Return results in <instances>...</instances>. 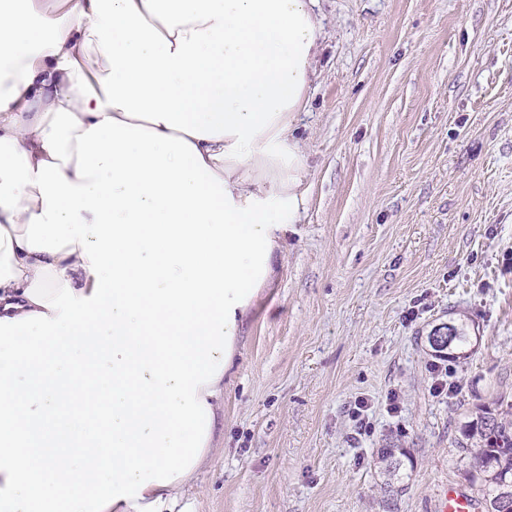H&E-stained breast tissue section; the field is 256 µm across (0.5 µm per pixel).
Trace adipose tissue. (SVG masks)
<instances>
[{"mask_svg":"<svg viewBox=\"0 0 512 512\" xmlns=\"http://www.w3.org/2000/svg\"><path fill=\"white\" fill-rule=\"evenodd\" d=\"M317 0H0V512H180L304 204Z\"/></svg>","mask_w":512,"mask_h":512,"instance_id":"1","label":"adipose tissue"}]
</instances>
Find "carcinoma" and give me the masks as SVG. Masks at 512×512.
Wrapping results in <instances>:
<instances>
[{
	"instance_id": "carcinoma-1",
	"label": "carcinoma",
	"mask_w": 512,
	"mask_h": 512,
	"mask_svg": "<svg viewBox=\"0 0 512 512\" xmlns=\"http://www.w3.org/2000/svg\"><path fill=\"white\" fill-rule=\"evenodd\" d=\"M442 347L436 353H448L456 357V352L465 350L472 337L464 326L450 324ZM462 439L457 441L459 449L468 458L465 477L477 491L476 501L482 512H512V403L498 404L494 409L485 407L475 419L461 429ZM407 456V451L384 448L381 462L386 471L395 476L401 460L396 455Z\"/></svg>"
}]
</instances>
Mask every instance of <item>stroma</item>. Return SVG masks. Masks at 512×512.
I'll list each match as a JSON object with an SVG mask.
<instances>
[{"instance_id":"obj_1","label":"stroma","mask_w":512,"mask_h":512,"mask_svg":"<svg viewBox=\"0 0 512 512\" xmlns=\"http://www.w3.org/2000/svg\"><path fill=\"white\" fill-rule=\"evenodd\" d=\"M317 11L305 203L241 322L185 512H436L467 486L462 426L512 401V0ZM451 322L472 345L435 356ZM389 446L410 453L392 481Z\"/></svg>"}]
</instances>
